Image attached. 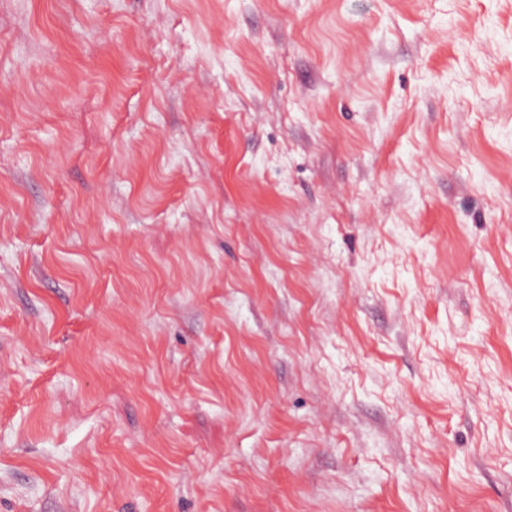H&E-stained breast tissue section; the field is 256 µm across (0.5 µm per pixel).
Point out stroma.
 <instances>
[{"label": "stroma", "mask_w": 512, "mask_h": 512, "mask_svg": "<svg viewBox=\"0 0 512 512\" xmlns=\"http://www.w3.org/2000/svg\"><path fill=\"white\" fill-rule=\"evenodd\" d=\"M0 512H512V0H0Z\"/></svg>", "instance_id": "obj_1"}]
</instances>
